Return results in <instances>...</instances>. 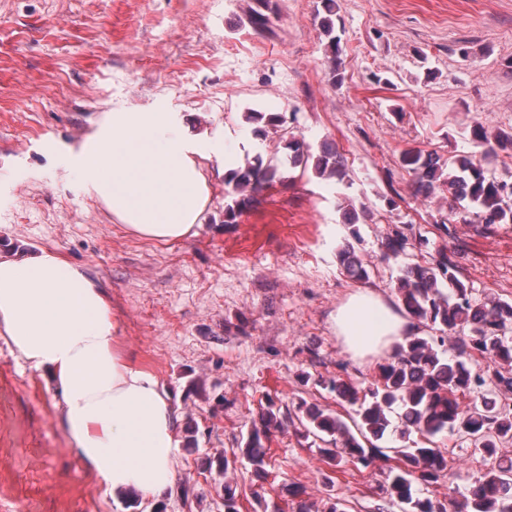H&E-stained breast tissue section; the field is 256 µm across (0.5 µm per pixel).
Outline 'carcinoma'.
Listing matches in <instances>:
<instances>
[{
  "label": "carcinoma",
  "mask_w": 512,
  "mask_h": 512,
  "mask_svg": "<svg viewBox=\"0 0 512 512\" xmlns=\"http://www.w3.org/2000/svg\"><path fill=\"white\" fill-rule=\"evenodd\" d=\"M271 0H247L245 16L256 33L268 29ZM335 0H320L318 24L326 39L327 80L343 81L341 37L336 32ZM249 123L257 124L254 133L262 139L279 136L284 155L268 163L256 157L245 159L224 173L232 195L224 204V223L233 224L257 200L262 188L281 179L287 168H311L315 177L342 182L348 176L343 157L324 144L318 153L286 127L285 116L249 111ZM473 141L487 146L494 155H512V131H488L483 125L471 127ZM411 176L416 195L437 193L448 201V212L460 215V222L483 230L512 223V182L489 174L470 155H461L453 166L440 157L408 149L400 159ZM342 223L358 224L370 217L368 207L352 201L339 205ZM408 237L398 228L382 242L383 257L406 255ZM343 270L352 280L369 279L368 265L354 248L344 245L337 254ZM394 290L404 311L422 325V330L397 341L388 357L378 366V376L364 388L338 379L324 381L336 398L349 405L353 415L347 423L314 404L301 401L295 410L282 416L275 404L268 405L260 425L251 428L243 455L257 476L266 472V452L262 438L284 422L296 421L301 433L313 441L327 444L321 449L331 461L351 460L369 466L373 450L369 445L393 430L403 437L417 434L413 444L390 447L400 454L403 467L385 474L379 483L383 500L398 512H512V466H491L476 481L462 501L448 505L425 495L427 486L450 477L448 457L432 447L433 438L448 430L470 441L486 460H499L501 447L512 441V409L500 397L512 394V302L477 301L457 277V266L442 246L427 265L405 263L396 277ZM456 334V346L444 348L445 336ZM486 361L482 369L473 362V353ZM474 395L463 407L459 395Z\"/></svg>",
  "instance_id": "cac0c4a2"
}]
</instances>
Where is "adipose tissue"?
<instances>
[{"label":"adipose tissue","mask_w":512,"mask_h":512,"mask_svg":"<svg viewBox=\"0 0 512 512\" xmlns=\"http://www.w3.org/2000/svg\"><path fill=\"white\" fill-rule=\"evenodd\" d=\"M212 148L167 112H116L76 157L95 197L140 236L175 242L201 224ZM348 350L366 357L411 332L409 319L369 290L336 310ZM104 292L56 253L0 257V334L33 369L50 370L61 422L103 494L161 496L176 482L174 410L158 378L133 365L115 336Z\"/></svg>","instance_id":"1"}]
</instances>
